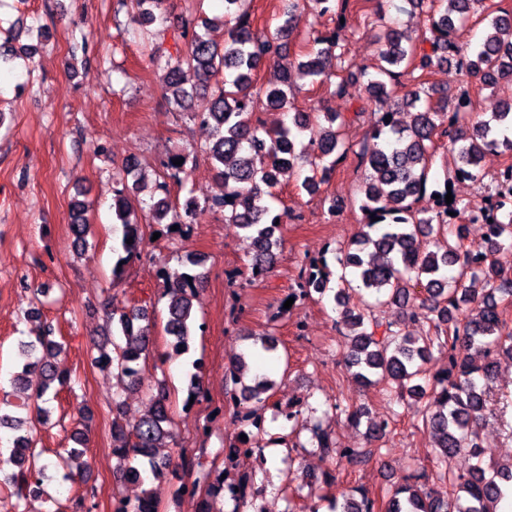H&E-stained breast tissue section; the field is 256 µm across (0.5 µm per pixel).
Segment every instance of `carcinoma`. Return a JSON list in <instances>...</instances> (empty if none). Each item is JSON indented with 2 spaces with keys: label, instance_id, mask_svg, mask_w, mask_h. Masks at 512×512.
Instances as JSON below:
<instances>
[{
  "label": "carcinoma",
  "instance_id": "cac0c4a2",
  "mask_svg": "<svg viewBox=\"0 0 512 512\" xmlns=\"http://www.w3.org/2000/svg\"><path fill=\"white\" fill-rule=\"evenodd\" d=\"M428 3V23L421 32L410 37L394 25L383 26L377 35L381 48L375 62L363 70L361 77L366 98L385 103L387 109L374 113L369 138L358 156L365 164L366 176L359 189V209L365 216V230L351 242L332 249L341 269L337 277L334 301L338 305L342 337L347 347V361L353 378L362 387L383 383L398 393L420 401L426 400L422 421L433 437L432 452L437 462L448 461L462 451L471 452L477 463L466 474L449 478L452 490L419 487L403 477L390 492L387 505L361 492L349 497L336 512H496L494 504L512 493V464L485 466V449L479 442L480 423L488 409L489 384L505 356L512 361V329L503 317L502 306L512 303V164H506L494 176H488L483 161L487 155L504 148L512 154V101L488 115L478 111L469 91L455 98L448 110V95L437 94L427 75L435 67L456 62L457 67L478 80L482 88L495 89L503 80L512 82V9L502 0H407ZM164 0H122L134 30L144 36L158 16ZM350 0H288L274 31L257 32L249 22L248 0H224V22L228 38L219 49L208 35L210 20H202L203 31L194 32L185 48L176 55L149 54L151 64L165 72V98L186 112L189 101L198 93L210 97L206 112L192 117L209 127L211 139L205 151L215 171L216 191L202 201L190 197L176 205L166 196L152 201L144 209L133 196L144 179L142 168L130 160L116 174L121 188L115 190L112 206L113 223L120 225V245L112 273L119 275L124 264L141 256L145 224L165 223L183 228L191 223L201 207L224 210V220L238 225L251 241L248 263L239 270L246 281L261 277L275 264L281 242V229L288 211L275 205V189L281 178L293 174L298 166L309 167L310 176L302 183L310 191L328 183L336 166L342 163L350 146L346 128L364 116L363 109L341 114L292 112L294 83L284 69L275 84L256 87L255 77L262 69L278 67L293 34L292 17L296 10L308 8L322 17L338 9H347ZM475 21L485 26L482 41L467 56L461 55L457 32ZM347 38L336 33L323 35L315 30L306 41V60L298 63L311 85L323 86L331 94L342 95L347 80L336 53ZM38 50L26 47L17 53L10 39L0 43V64L16 67L35 64ZM413 82L416 90L406 100L416 105L407 125L386 122L385 116L401 107L395 99L400 78ZM266 112L289 115L274 127L256 116V102ZM448 139L444 184L459 173L482 185L484 195L478 201L453 199L446 203L448 190L427 192L429 171L437 153V141ZM180 165L168 159L161 164L162 182L181 181L190 154L176 156ZM490 181H485V178ZM426 205L419 206V203ZM76 222L69 225L74 242L88 247L89 224L84 218L85 203L74 202ZM378 220H373V217ZM479 221L494 224L493 236L474 247L466 242V223ZM133 243H127V239ZM439 244L437 250L427 248V240ZM192 269L176 280L163 277V295L167 298L164 331L169 346L178 354L190 350V343L202 325L196 322L193 300L199 293L205 274L195 270L202 261L187 256ZM332 272L327 260L313 262L304 268L298 288L289 289L294 301L313 294L324 297L330 290ZM426 293L424 301L430 315L416 319L427 326L424 334L413 336L396 321L383 322L374 310L393 305L409 306L410 287ZM110 319L116 321L119 340L106 338L96 346L93 358L97 366L109 368L126 383L139 386L141 362L146 360L155 318L144 307L120 311L114 309ZM57 328L44 322L41 332L18 343L14 391L24 394L23 401H4L0 406V427L14 432L13 448L6 463L11 472L0 481L18 499L44 498L62 506L46 490V471L65 467L83 453L89 417L79 410L82 427L71 435L77 447L68 456L42 458L33 437L35 422L46 420L47 404L56 400L67 386V376L58 370L57 357L65 343L57 339ZM448 352V368L421 385L425 364L433 350ZM188 373V395L194 401L205 399L201 376ZM246 363L240 354L226 366L225 397L235 406V418L244 425L262 417L276 382L261 375L253 384L244 382ZM151 409L141 419L129 424L123 419V402L112 398V440L119 450V473L125 481L157 480L172 466L173 457L160 449L166 443L177 445L169 395L163 384L150 394ZM359 424L366 422L367 439L385 434L387 420L369 418L364 406L351 408L334 404ZM290 433L300 437L311 432V445L320 454L339 461L361 462L371 454L363 448L337 445L331 433L316 422L308 424L299 405L288 403ZM231 448L243 453L224 456V466L208 459L206 451L181 457V465L190 481L183 484L181 494L197 499L196 512H212L210 498L216 494L218 475L238 485L240 495L234 500L233 512H248L251 497L246 493L253 484L247 471L238 463L254 455L259 441L234 440Z\"/></svg>",
  "mask_w": 512,
  "mask_h": 512
}]
</instances>
